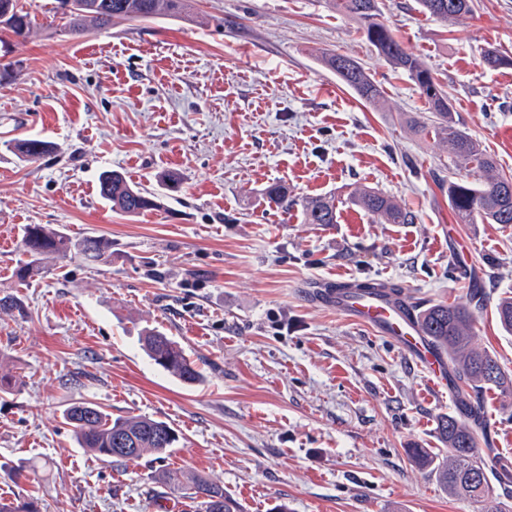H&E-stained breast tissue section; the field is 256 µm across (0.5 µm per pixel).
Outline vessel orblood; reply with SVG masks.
<instances>
[{
    "label": "vessel or blood",
    "mask_w": 512,
    "mask_h": 512,
    "mask_svg": "<svg viewBox=\"0 0 512 512\" xmlns=\"http://www.w3.org/2000/svg\"><path fill=\"white\" fill-rule=\"evenodd\" d=\"M324 302L355 325L388 337L412 358L435 390L452 392L447 359L423 335L405 300L384 290L368 293L349 288L325 296Z\"/></svg>",
    "instance_id": "b4317fda"
}]
</instances>
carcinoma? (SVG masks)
I'll return each instance as SVG.
<instances>
[{"label": "carcinoma", "instance_id": "obj_1", "mask_svg": "<svg viewBox=\"0 0 512 512\" xmlns=\"http://www.w3.org/2000/svg\"><path fill=\"white\" fill-rule=\"evenodd\" d=\"M67 0H57L51 10L48 29L51 34L78 38L89 24L109 27L127 21L155 20L185 13L188 0H74L81 5L76 14L64 12ZM333 8L355 20L365 40L390 66L406 73L416 83L428 103V112L420 116L414 127L419 132H432L448 142L451 152L463 168L481 172L473 180L465 175L448 182V202L459 224H512V176L497 171L496 161L480 144L462 129L452 112L448 94L434 81L430 68L410 52L382 21L379 0H331ZM424 12L441 20L457 19L473 13L474 0H419ZM9 14V22L0 30L23 42L30 21L21 0H0V14ZM321 64L346 87L367 103L376 102L381 87L371 74L350 56L324 53ZM21 160L39 159L51 154L54 147L41 139L16 141L12 147ZM98 193L112 208L136 215L158 206L157 196L127 181L122 172L107 170L98 176ZM268 206L286 210L288 188L271 183L264 189ZM354 202L384 224H410L411 212L390 198L363 190ZM307 224L336 223V205L325 197L302 201ZM29 260L19 268L22 281L38 274L49 260L60 262L80 259L88 262L112 260V244L100 236L71 238L64 232L43 224H28L22 237ZM485 292L473 288L465 303H434L418 307L410 302L425 336L441 354L448 357L454 375L457 412L443 416L437 429L448 456L428 448H411L413 461L434 473L437 482L451 495L465 496L482 503V512H502L501 502L489 494L487 466L481 455L479 440L487 437V424L481 405V392L495 388L512 393V374L503 370L496 357L474 342L472 322L474 310L483 306ZM495 318L501 329L512 334V297L500 299ZM140 341L147 357L170 375L187 385L202 381V373L183 347L156 327L145 326ZM72 427L78 447L96 457L115 462H137L147 455L160 460L178 441V434L167 423L152 418L132 416L112 418L99 406L77 402L63 413ZM154 479L175 490L189 492L200 500L204 512H239L236 501L224 488L200 473L161 469ZM38 502L0 499V512H39Z\"/></svg>", "mask_w": 512, "mask_h": 512}]
</instances>
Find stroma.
Wrapping results in <instances>:
<instances>
[{"mask_svg":"<svg viewBox=\"0 0 512 512\" xmlns=\"http://www.w3.org/2000/svg\"><path fill=\"white\" fill-rule=\"evenodd\" d=\"M27 40L0 70V496L37 495L40 512H202L153 480L162 467L202 473L241 512H480L407 455L444 453L437 422L456 402L436 392L392 341L316 299L339 276L400 283L421 305L486 293L479 347L512 373V335L494 305L512 295V224H456L440 179L463 171L434 135L427 105L328 0H191L188 15L48 35L51 0H24ZM384 21L443 86L455 117L512 174V0H476L443 21L417 0H380ZM359 60L382 86L372 106L319 51ZM53 154L22 161L15 141ZM116 169L155 192L126 215L97 192ZM179 176L176 188L164 174ZM285 185L296 207L269 208ZM366 187L411 211L379 224L349 201ZM336 203L308 224L299 200ZM112 243V260L46 267L27 280L25 225ZM470 257L480 273L458 275ZM163 328L203 374L188 386L145 355L140 328ZM490 439L512 447V395H481ZM160 420L179 440L163 461L118 464L78 448L65 408Z\"/></svg>","mask_w":512,"mask_h":512,"instance_id":"35a3bbf8","label":"stroma"}]
</instances>
